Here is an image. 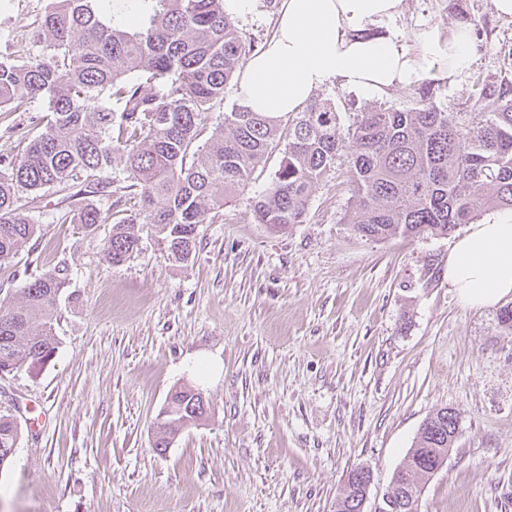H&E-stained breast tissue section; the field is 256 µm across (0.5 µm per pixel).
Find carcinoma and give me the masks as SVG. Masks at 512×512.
Instances as JSON below:
<instances>
[{
    "label": "carcinoma",
    "instance_id": "cac0c4a2",
    "mask_svg": "<svg viewBox=\"0 0 512 512\" xmlns=\"http://www.w3.org/2000/svg\"><path fill=\"white\" fill-rule=\"evenodd\" d=\"M99 2L44 0L35 26L22 29L42 52L0 54V112H26L38 98L48 112L37 132L10 126L28 143L0 171V263L36 233L20 195L48 189L62 195L57 223L112 225L103 246L108 262L119 265L139 252L137 224L150 225L174 260L187 261L196 252L195 225L223 209L283 139L275 180L253 206L257 223L272 229L304 223L311 187L348 141L354 147L348 223L364 237L448 236L488 209L512 208L511 86L476 81L477 99H497L488 112L454 115L422 99L407 111L367 108L347 130L331 102L309 103L286 127L240 104L201 145L202 114L224 101L225 86L253 50L224 0H152L137 27L107 20ZM118 153L125 156L122 192L138 199L135 212L112 198ZM68 283V267L57 265L26 283L21 305L0 303V376L52 356L51 310ZM207 409L200 390H173L158 415L153 448L168 447ZM457 432L451 410L425 419L393 474L384 512H413ZM20 435L17 420L0 414V469L13 462ZM359 475L357 468L347 475L342 512H355Z\"/></svg>",
    "mask_w": 512,
    "mask_h": 512
}]
</instances>
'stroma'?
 Here are the masks:
<instances>
[{
  "label": "stroma",
  "instance_id": "1",
  "mask_svg": "<svg viewBox=\"0 0 512 512\" xmlns=\"http://www.w3.org/2000/svg\"><path fill=\"white\" fill-rule=\"evenodd\" d=\"M281 0L237 18L263 49ZM471 26L474 56L455 82L441 57L410 87L373 95L330 83L342 126L423 98L444 112L493 109L484 79L512 84V21L491 0H402L382 28L412 54ZM277 146L223 210L197 227L196 254L173 262L152 233L120 265L112 227L60 224L61 197L29 205L30 250L0 264V301L18 305L30 277L59 264L70 283L52 310L58 339L37 370L0 379V414L23 423L0 472V512H335L346 474L369 470L364 512H377L426 418L458 416V436L422 490L418 512H512V331L498 306L468 308L448 284V252L466 234L373 240L347 224L349 151L313 186L304 223L274 231L253 218L284 155ZM210 409L152 447L177 387ZM36 429H28L30 418Z\"/></svg>",
  "mask_w": 512,
  "mask_h": 512
}]
</instances>
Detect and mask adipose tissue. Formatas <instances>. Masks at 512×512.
<instances>
[{"label": "adipose tissue", "mask_w": 512, "mask_h": 512, "mask_svg": "<svg viewBox=\"0 0 512 512\" xmlns=\"http://www.w3.org/2000/svg\"><path fill=\"white\" fill-rule=\"evenodd\" d=\"M402 0H282L277 29L239 76L245 106L270 116L298 111L328 82L375 93L414 84L425 39L410 55L375 25L398 13ZM448 283L470 307L512 296V212L472 225L448 253Z\"/></svg>", "instance_id": "adipose-tissue-1"}]
</instances>
